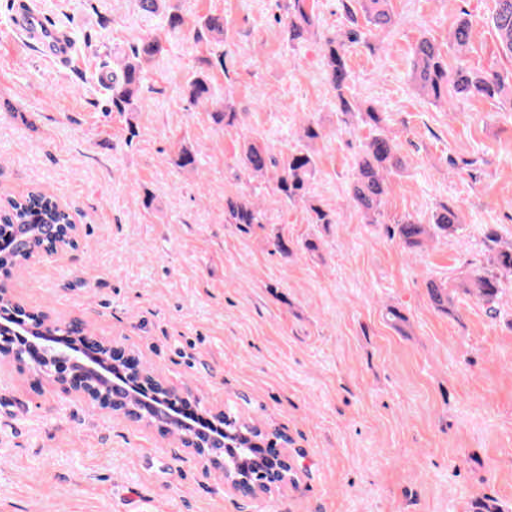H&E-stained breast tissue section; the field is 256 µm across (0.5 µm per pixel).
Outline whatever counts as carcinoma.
<instances>
[{
  "mask_svg": "<svg viewBox=\"0 0 512 512\" xmlns=\"http://www.w3.org/2000/svg\"><path fill=\"white\" fill-rule=\"evenodd\" d=\"M142 11L163 15L166 27L177 31L184 25V17L178 7L166 0H139ZM341 6L349 22L348 29L340 35L327 37L321 44L322 65L330 87L335 92L336 110L357 116L369 135L361 144L357 155L356 173L348 191V204L361 214L368 224L379 223L382 206L391 190V177L403 171L406 160L400 153L396 139L386 134V115L374 105L358 100L352 93L351 72L348 65V49L352 44H365L367 37L389 29L394 24L391 0H342ZM283 12L276 22L288 36V42L299 43L315 34L318 17L308 0H286ZM365 25H360L359 19ZM502 52L512 56V0H495L490 17ZM224 16L207 14L197 19L192 34L195 41L212 49L219 63H224ZM450 46L459 55L468 51L473 40V27L467 20L454 25L449 33ZM163 52L157 38L141 40L130 54L112 69V79L105 86L111 111L136 112L138 101L145 89L149 64ZM411 81L419 95L436 105L448 106L453 100L484 98L512 108V78L494 70L471 68L463 63L451 68L448 56L434 40L422 36L413 47ZM186 101L196 107L203 102L212 106L210 117L216 124L235 128L241 123V115L229 101L213 99L211 77L204 68L192 73L184 90ZM326 137L323 126L316 120H308L298 132L302 148L292 151L282 160L255 140H247L236 160L237 167L250 178H268L275 182L277 201L284 204L302 202L306 205L311 224H335L337 212L324 207L311 193V181L316 172L313 146ZM175 165L188 171L197 170V155L192 147L181 145ZM224 223L235 224L248 232L255 224L272 223L271 211L255 202L250 195L239 193L224 197ZM463 223L460 210L449 203L440 204L423 223L412 217L396 223L394 236L403 248L416 252L437 237H446L457 231ZM74 224L72 215L52 197L41 191H32L21 198H9L0 207V275L9 278L12 270L32 258L51 251L55 242L62 240L66 228ZM491 267H477L456 287L431 280L427 293L432 306L439 312L454 313L457 292L482 301L489 312L496 313L495 304L502 292V278L512 277V244L497 249L490 259ZM30 336L35 340L47 335L43 323L35 316H25V321L6 320L0 324V334ZM98 390L145 409L149 405L130 391L116 389L105 378L96 384ZM226 441L248 452H228V466L238 475L253 482L261 481L270 467L257 461L259 453L253 447L260 437L257 428L242 422L232 414L222 418Z\"/></svg>",
  "mask_w": 512,
  "mask_h": 512,
  "instance_id": "obj_1",
  "label": "carcinoma"
}]
</instances>
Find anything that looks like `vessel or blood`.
<instances>
[{"instance_id": "obj_1", "label": "vessel or blood", "mask_w": 512, "mask_h": 512, "mask_svg": "<svg viewBox=\"0 0 512 512\" xmlns=\"http://www.w3.org/2000/svg\"><path fill=\"white\" fill-rule=\"evenodd\" d=\"M13 30L22 41L42 45L45 58L63 65L71 63L75 48L68 36L50 25L42 10L31 7L28 0H19Z\"/></svg>"}]
</instances>
